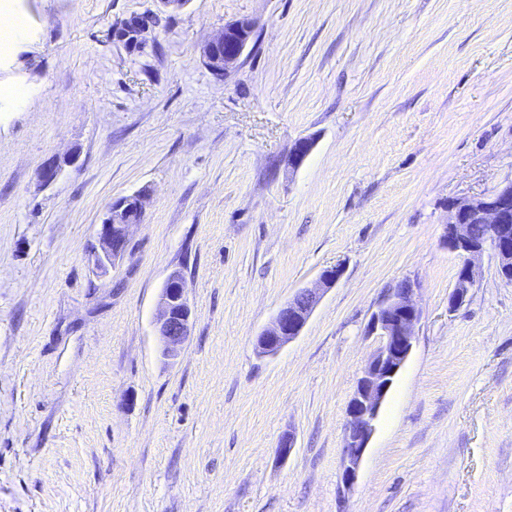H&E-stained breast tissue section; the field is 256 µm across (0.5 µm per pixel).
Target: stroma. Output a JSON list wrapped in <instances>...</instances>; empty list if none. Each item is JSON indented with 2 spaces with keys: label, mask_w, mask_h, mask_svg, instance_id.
<instances>
[{
  "label": "stroma",
  "mask_w": 512,
  "mask_h": 512,
  "mask_svg": "<svg viewBox=\"0 0 512 512\" xmlns=\"http://www.w3.org/2000/svg\"><path fill=\"white\" fill-rule=\"evenodd\" d=\"M0 47V512H512V285L450 310L449 200L512 177V0H12ZM253 39L226 76L225 23ZM313 146L289 167L296 140ZM73 155L52 182L41 171ZM150 193L124 259L91 249ZM342 266L275 355L257 336ZM192 309L159 354L164 283ZM408 279L421 315L352 487L346 410ZM293 437L288 457L277 448ZM161 22L162 16L160 13L149 12L124 21L121 26L113 30V35L129 44H135L141 40V37L150 28L160 26ZM255 30L251 20H239L224 25L204 47L203 57L210 70L224 76L235 67L250 44ZM147 190L123 196L107 208L96 232L97 246L93 252V273L106 275L116 262L123 259L132 226L140 224L147 198ZM187 293L182 272L173 270L159 295L155 321L160 352L166 359H175L189 336L192 312Z\"/></svg>",
  "instance_id": "obj_1"
}]
</instances>
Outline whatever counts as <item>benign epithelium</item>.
Segmentation results:
<instances>
[{
  "label": "benign epithelium",
  "instance_id": "1",
  "mask_svg": "<svg viewBox=\"0 0 512 512\" xmlns=\"http://www.w3.org/2000/svg\"><path fill=\"white\" fill-rule=\"evenodd\" d=\"M162 16L149 12L124 21L113 30L114 37L135 44L150 29L160 26ZM255 30L251 20H239L224 25L204 47L203 57L217 76L225 75L235 67L250 44ZM312 141L301 138L288 158V164L297 167L310 151ZM147 191L123 196L107 208L96 232L97 246L93 252V273L103 276L116 262L123 259L132 226L141 223ZM477 218L489 226L486 241L473 239L468 221ZM443 242L449 250L463 259L462 274L451 294L450 308H459L471 288L476 285L474 261L491 248L497 261L500 278L512 282V178L504 180L489 194L454 199L448 205V222ZM341 276L339 267L324 270L319 287L297 291L277 312L272 325L256 338L261 354H275L299 336L307 324L321 292L335 286ZM416 291L409 280L400 281L388 290L376 311L370 317L368 332L380 338V345L366 364L356 391L347 407L344 435L342 481L347 487L354 484L359 463L375 431L383 402L412 353L415 325L420 310L413 300ZM188 288L181 271H172L161 289L155 321L156 336L161 355L176 358L189 336L191 308Z\"/></svg>",
  "mask_w": 512,
  "mask_h": 512
}]
</instances>
